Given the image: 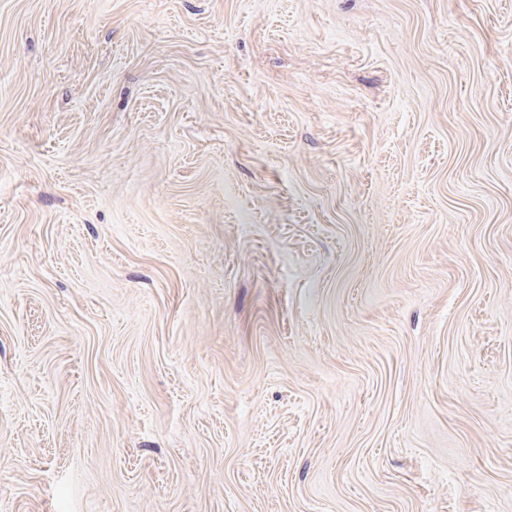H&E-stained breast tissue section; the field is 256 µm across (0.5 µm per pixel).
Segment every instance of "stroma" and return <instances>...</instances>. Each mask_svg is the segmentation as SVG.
<instances>
[{
	"mask_svg": "<svg viewBox=\"0 0 512 512\" xmlns=\"http://www.w3.org/2000/svg\"><path fill=\"white\" fill-rule=\"evenodd\" d=\"M0 512H512V0H0Z\"/></svg>",
	"mask_w": 512,
	"mask_h": 512,
	"instance_id": "stroma-1",
	"label": "stroma"
}]
</instances>
